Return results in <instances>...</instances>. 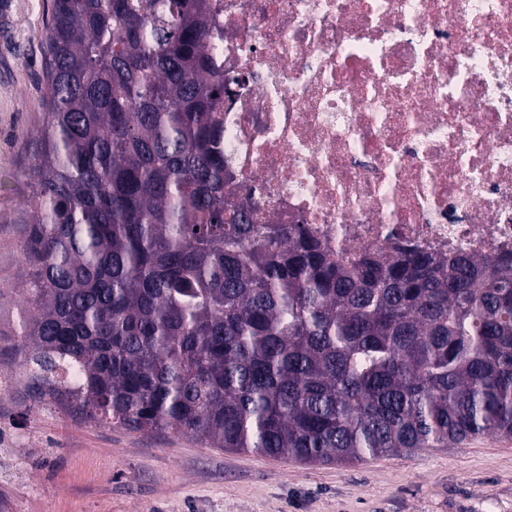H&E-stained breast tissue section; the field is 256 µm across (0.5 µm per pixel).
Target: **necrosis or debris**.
<instances>
[{
    "label": "necrosis or debris",
    "instance_id": "4bbe7bcc",
    "mask_svg": "<svg viewBox=\"0 0 512 512\" xmlns=\"http://www.w3.org/2000/svg\"><path fill=\"white\" fill-rule=\"evenodd\" d=\"M230 200L334 256L512 251V0H211Z\"/></svg>",
    "mask_w": 512,
    "mask_h": 512
}]
</instances>
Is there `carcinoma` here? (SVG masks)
Listing matches in <instances>:
<instances>
[{
    "instance_id": "1",
    "label": "carcinoma",
    "mask_w": 512,
    "mask_h": 512,
    "mask_svg": "<svg viewBox=\"0 0 512 512\" xmlns=\"http://www.w3.org/2000/svg\"><path fill=\"white\" fill-rule=\"evenodd\" d=\"M209 0H52L31 167L25 400L347 465L512 437V254L339 260L224 200Z\"/></svg>"
}]
</instances>
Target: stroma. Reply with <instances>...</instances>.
Segmentation results:
<instances>
[{"label": "stroma", "mask_w": 512, "mask_h": 512, "mask_svg": "<svg viewBox=\"0 0 512 512\" xmlns=\"http://www.w3.org/2000/svg\"><path fill=\"white\" fill-rule=\"evenodd\" d=\"M0 27V347L19 330L30 168L42 127L51 0H8ZM0 354V512H512V438L354 465H304L141 434L28 405Z\"/></svg>", "instance_id": "35a3bbf8"}]
</instances>
